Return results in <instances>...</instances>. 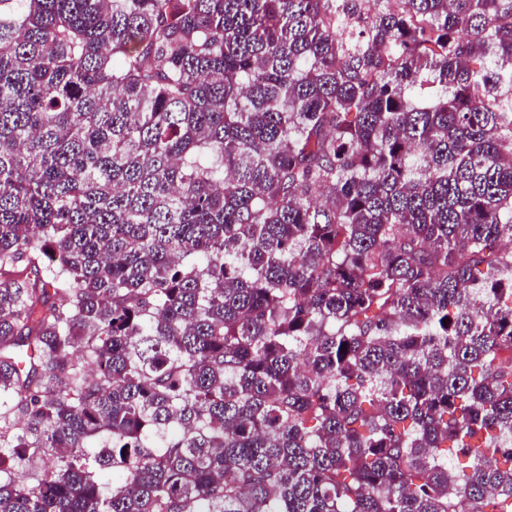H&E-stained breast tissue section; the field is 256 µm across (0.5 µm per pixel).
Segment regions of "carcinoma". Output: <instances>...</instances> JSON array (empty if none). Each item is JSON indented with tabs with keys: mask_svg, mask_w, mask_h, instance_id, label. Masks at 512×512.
I'll list each match as a JSON object with an SVG mask.
<instances>
[{
	"mask_svg": "<svg viewBox=\"0 0 512 512\" xmlns=\"http://www.w3.org/2000/svg\"><path fill=\"white\" fill-rule=\"evenodd\" d=\"M364 2L0 0V512H512V0Z\"/></svg>",
	"mask_w": 512,
	"mask_h": 512,
	"instance_id": "carcinoma-1",
	"label": "carcinoma"
}]
</instances>
